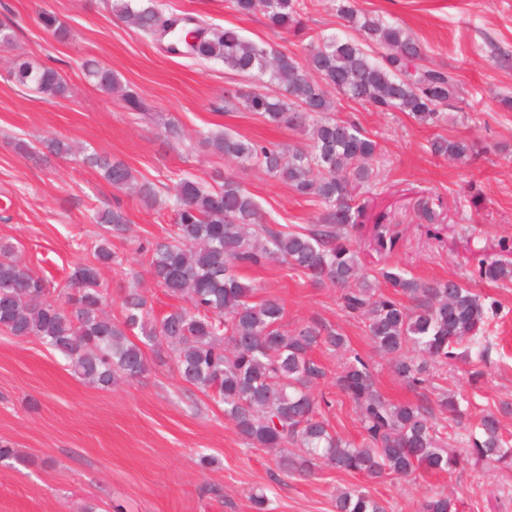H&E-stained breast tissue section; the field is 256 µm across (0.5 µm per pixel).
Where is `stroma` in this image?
Listing matches in <instances>:
<instances>
[{"mask_svg": "<svg viewBox=\"0 0 512 512\" xmlns=\"http://www.w3.org/2000/svg\"><path fill=\"white\" fill-rule=\"evenodd\" d=\"M164 2L170 12L238 28L245 38L299 59L308 55L314 35L355 34L337 0H310L299 36L270 28L262 14H238L231 0ZM352 4L407 29L420 41L425 65L452 71L461 86L456 108L433 126L404 112L344 104V114L376 135L384 149L365 194L369 214L401 232L389 258L372 248L368 228L356 232L354 245L366 267L389 259L417 279L454 278L497 302L488 350L461 349L451 365L434 371L430 386L414 389L375 349L363 321L342 311L335 286L273 262L242 275L258 296L281 299L288 327L318 320L338 329L351 348L371 359L377 386L392 401L433 406L443 394L454 396L459 413L437 414L436 423L448 450L463 456L485 414L499 415L503 435H512V282L490 284L476 275L481 261H512V111L497 101L512 95V67L497 62L500 54L512 55V0ZM44 12L68 27L67 39L42 26ZM0 23L13 35L0 48V243L12 244L34 274L66 280L106 234L95 212L116 208L130 229L112 240L120 264L101 270L107 312L120 319L121 298L135 273L156 314L176 305L147 276L135 251L136 241L163 240L174 213L145 208L132 192L114 190L84 164L93 152L124 162L138 179L161 188L178 170L214 187L228 176L252 193L268 222L315 223L319 203L262 169L225 160L206 144L223 132L283 147L304 143L287 126L237 107V97L261 90V83L217 61L170 53L113 15L107 0H0ZM18 57L56 69L71 88L69 96L47 99L18 86L10 75ZM88 60L111 68L148 105V114L89 83L82 71ZM172 126L177 135L169 134ZM438 136L465 139L472 156L461 161L431 155L428 142ZM52 137L69 142L72 154L38 152L40 142ZM21 140L34 152H19ZM422 198L441 205L443 223L416 221L414 205ZM503 240L510 250H501ZM148 361L140 380L96 387L37 338L0 331V442L16 453L0 461V512H111L115 504L125 512H254L250 496L259 489L269 512H336V492L353 487L368 490L386 512H419L424 498L437 492L457 498L460 512H512V466L495 462L471 463L452 474L422 472L413 481H371L325 465L308 478L284 474L273 453L247 447L223 407L184 384L171 362L153 355ZM321 389L333 400L326 413L330 425L342 438L360 441L354 403L332 381Z\"/></svg>", "mask_w": 512, "mask_h": 512, "instance_id": "1", "label": "stroma"}]
</instances>
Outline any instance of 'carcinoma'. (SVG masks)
Listing matches in <instances>:
<instances>
[{"instance_id":"1","label":"carcinoma","mask_w":512,"mask_h":512,"mask_svg":"<svg viewBox=\"0 0 512 512\" xmlns=\"http://www.w3.org/2000/svg\"><path fill=\"white\" fill-rule=\"evenodd\" d=\"M232 5L241 15L259 10L270 27L286 31L302 29L307 9L306 0H232ZM110 6L119 19L152 38L170 19L155 0L145 6L139 0H111ZM337 11L361 39L318 36L303 60L203 20L199 41L187 48L192 58L220 61L247 77L265 76L275 87L272 93L241 95L245 108L270 123L288 124L306 134L308 143L285 149L227 132L206 143L214 153L256 165L297 195L320 203L315 224L301 231L276 229L240 183L227 178L210 189L175 172L165 200L175 214L169 237L140 242L135 251L167 295L190 307L155 317L134 285L123 297L121 319L105 314L100 268L116 261L107 238L62 285L35 275L14 246L1 243L0 330L41 340L64 355L75 374L101 387L144 376L149 370L146 350L153 351L174 364L184 383L224 406V416L246 445L278 452L277 466L287 474H310L319 463L372 480H413L420 470L449 474L462 459L442 448L440 431L432 425L433 408L384 397L370 360L355 350L336 375V387L356 405L362 441L339 437L325 418L329 402L316 393L327 372L313 351L343 350L347 340L318 321L288 328L280 300H255L257 289L240 275L243 269L279 261L316 282L340 287L342 309L366 319L375 348L396 357L398 376L415 388L429 381L428 363L446 364L458 346L480 343L487 321L496 315V305L485 304L453 279L420 281L390 263L369 273L353 249L352 238L367 208L360 190L372 180L383 148L360 123L336 115L340 102L335 95L376 112H406L421 123L436 124L441 109L459 99L461 87L453 72L417 64L422 46L401 26L360 12L347 0H340ZM40 20L56 37H68L56 16L43 13ZM83 71L104 92L118 85L112 69L93 60L83 64ZM12 76L47 98L70 92L61 74L47 66L19 60ZM429 150L462 160L470 157L472 146L440 137L429 141ZM83 162L100 170L115 190L132 186L145 206L158 204L154 183L138 181L128 165L97 153ZM415 217L436 224L440 212L421 200ZM95 220L108 225L114 236L128 231L119 210L100 211ZM372 232L378 252L394 251L399 241L394 225L375 224ZM477 275L489 283L511 282L512 263H483ZM480 429L470 455L512 463V442L503 437L497 417L484 416ZM335 508L385 512L380 501L357 488L337 494ZM420 512H458V507L437 493L421 503Z\"/></svg>"}]
</instances>
